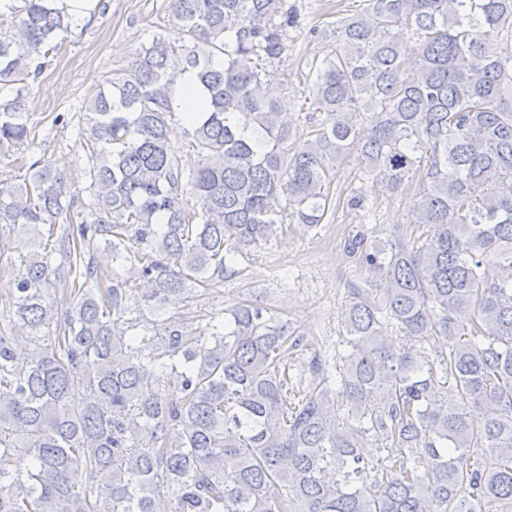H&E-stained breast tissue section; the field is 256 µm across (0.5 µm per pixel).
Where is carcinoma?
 <instances>
[{"label":"carcinoma","instance_id":"carcinoma-1","mask_svg":"<svg viewBox=\"0 0 512 512\" xmlns=\"http://www.w3.org/2000/svg\"><path fill=\"white\" fill-rule=\"evenodd\" d=\"M169 9L181 44L154 38L88 102L94 219L76 221L84 204L48 161L0 180V241L20 238L0 250L16 271L0 299V512H154L162 497L170 512H512V55L484 42L512 40V0H366L311 66L304 132L263 77L297 23L288 0ZM69 28L56 0L3 4L0 87L36 80ZM185 72V94L205 93L191 167L168 138ZM33 136L19 100L0 106V157ZM351 146L384 191L416 178L421 200L410 232L348 241L375 279L348 288L338 389L292 400L284 358L303 336L249 301L211 317L208 340L171 318L128 336L131 281L155 314L191 306L284 218L322 223Z\"/></svg>","mask_w":512,"mask_h":512}]
</instances>
